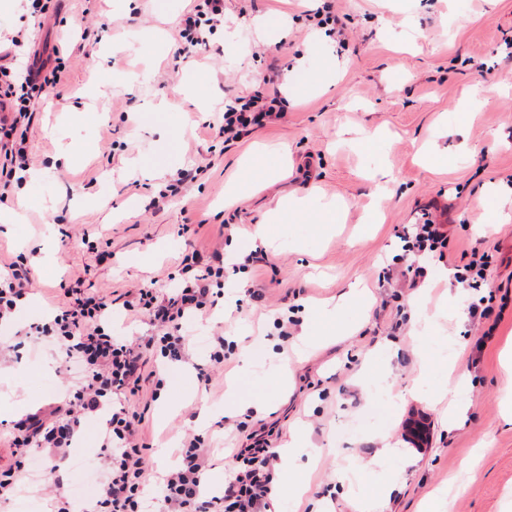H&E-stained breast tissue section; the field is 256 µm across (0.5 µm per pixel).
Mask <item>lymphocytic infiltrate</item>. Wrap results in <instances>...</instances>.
Returning <instances> with one entry per match:
<instances>
[{"instance_id": "f902f5d3", "label": "lymphocytic infiltrate", "mask_w": 512, "mask_h": 512, "mask_svg": "<svg viewBox=\"0 0 512 512\" xmlns=\"http://www.w3.org/2000/svg\"><path fill=\"white\" fill-rule=\"evenodd\" d=\"M223 23L224 0H192L178 31L182 58H193L208 47ZM64 68L65 61L57 53L33 61L22 84L8 82L0 88V105L10 110L9 116L0 118V171L6 177L17 180L28 171L30 160L18 130L32 118V99L56 87ZM278 101V96L258 90L225 103L222 117L209 126L213 138L236 141L252 127L278 119ZM181 271L184 280L173 293L162 296L148 287L123 300L126 310L149 317L152 323V334L139 343L114 339L113 301L97 294L75 304L60 300L53 317L35 325L36 335L59 345L67 361L78 367L81 379L70 387L64 404L48 414L31 413L14 423L12 446L20 462L16 472L0 473V500L18 494L23 476L32 466L30 445L48 449L59 462H67L83 421L104 412L108 420L98 469L102 490L84 512H141L147 448L140 430L145 415L125 407L114 408L113 402L139 395L144 378H159V370L144 373L147 354L159 353L171 364L187 362L183 325L213 306V289L224 284V253L212 250L205 265L187 263ZM30 282V270L18 263L0 269V323L12 320L29 294ZM233 457L237 466L225 480L221 495H208L205 486L215 467L212 450L202 435H185L178 465L158 481L164 512H272L271 484L280 461L278 453L257 440L235 449Z\"/></svg>"}]
</instances>
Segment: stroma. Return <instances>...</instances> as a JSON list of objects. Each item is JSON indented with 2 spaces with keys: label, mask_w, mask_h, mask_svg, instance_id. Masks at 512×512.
Instances as JSON below:
<instances>
[{
  "label": "stroma",
  "mask_w": 512,
  "mask_h": 512,
  "mask_svg": "<svg viewBox=\"0 0 512 512\" xmlns=\"http://www.w3.org/2000/svg\"><path fill=\"white\" fill-rule=\"evenodd\" d=\"M0 0V66L18 67L68 31L108 23L100 44L72 47L59 94L42 97L26 132L35 182L6 185L0 262L34 270L29 307L0 327V469L13 466L14 421L49 412L74 381L63 354L30 336L59 300V287L119 296L178 287L189 253L183 224H199L195 245H223L224 295L185 324L193 361L208 338L235 347L211 388L180 367L182 386L145 382L130 404L146 412L144 501L161 512L155 476L178 463L184 433L219 446L273 422L271 447L292 428L308 430L319 457L295 478L315 512H420L438 489L447 512H512V0H224V26L206 51L178 57L188 0ZM339 17L323 26L314 9ZM22 45L13 48L10 36ZM284 71L281 119L233 143L207 125L224 103L252 94L267 66ZM265 150L288 161L254 194L225 197ZM437 150L446 165L425 167ZM75 161L64 164L65 153ZM199 175L177 197L150 206L177 169ZM318 195L332 207L270 227L267 264L233 267L252 249L250 233L282 194ZM432 220L450 229L451 262L424 260L416 286L379 282L382 267L404 270L401 236ZM89 234L111 261L96 260ZM487 258L480 290L431 273ZM367 293L335 316L309 310L349 289ZM255 297H248V290ZM493 298L499 317L478 320L469 305ZM297 326L279 353L275 312ZM386 385L385 418L364 422L371 384ZM452 393L437 398L442 385ZM463 406L451 417V404ZM398 450L370 465L384 444Z\"/></svg>",
  "instance_id": "35a3bbf8"
}]
</instances>
